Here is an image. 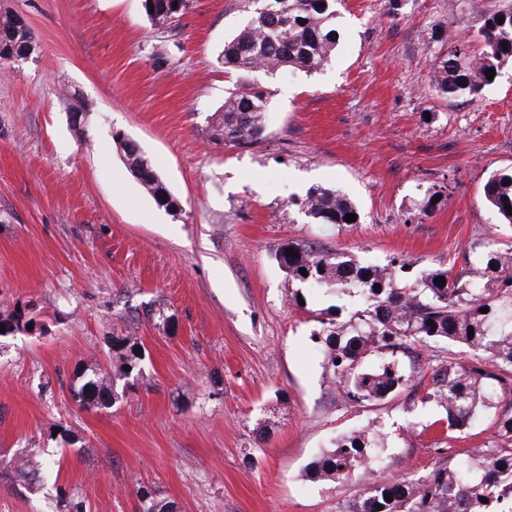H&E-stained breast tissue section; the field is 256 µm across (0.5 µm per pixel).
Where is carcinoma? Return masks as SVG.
<instances>
[{
    "instance_id": "cac0c4a2",
    "label": "carcinoma",
    "mask_w": 512,
    "mask_h": 512,
    "mask_svg": "<svg viewBox=\"0 0 512 512\" xmlns=\"http://www.w3.org/2000/svg\"><path fill=\"white\" fill-rule=\"evenodd\" d=\"M341 0H241L247 13L245 25L224 42V66L235 70L274 72L292 67L308 73L321 70L336 52V28ZM151 25L171 28L186 13L189 0H144ZM504 19L499 23L498 19ZM14 16H0V46L20 54L31 30L16 26ZM483 51L470 55L456 45L437 58L433 83L442 96L479 94L490 83L485 71L512 61V4L483 16L480 27ZM267 97L264 91H226L217 122V137L224 144H249L264 131ZM127 169L167 211L178 203L159 177L151 160L129 139L119 140ZM509 184H503V181ZM484 197L503 224H512L507 205H512V167L493 172L484 185ZM298 206L314 224L347 225L345 216L358 210L343 192L326 187L310 189ZM292 249L295 256L285 255ZM288 277L310 288L334 294L358 290L365 306L341 319L339 308L318 317L315 335L327 350L325 370L344 396L356 403L383 402L411 382L398 358L414 345H448V359L430 368L425 399L442 407L448 433L463 432L481 412L494 410V437L479 453L438 459L424 476L410 482L374 477L344 512H477L489 502L512 494V244L483 255V269L472 274H493L477 288L450 264L429 269L417 280L406 277L409 264L392 259L371 266L349 252L314 251L290 244L275 251ZM306 269L303 276L299 269ZM446 283L438 285L435 278ZM381 285V291L374 290ZM488 312H481L482 308ZM5 330L0 338L20 333L35 334V317L18 307L0 314ZM473 335H468V328ZM119 365L112 373L98 363L84 365L73 376L71 395L82 408L102 410L118 398L117 381H133L143 375L144 357L131 336L111 337ZM374 356L377 362L366 364ZM340 363H335V360ZM130 370H124V366ZM509 404L499 406L502 398ZM371 447L364 431L342 436L334 448L322 452L311 465L315 479L334 483L365 478L371 463ZM16 474L38 490L56 484L60 462L36 446L25 448L12 459ZM390 499H385V496ZM140 512H178L177 503L148 485L136 490Z\"/></svg>"
}]
</instances>
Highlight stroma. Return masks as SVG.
<instances>
[{"instance_id":"35a3bbf8","label":"stroma","mask_w":512,"mask_h":512,"mask_svg":"<svg viewBox=\"0 0 512 512\" xmlns=\"http://www.w3.org/2000/svg\"><path fill=\"white\" fill-rule=\"evenodd\" d=\"M506 0H343L341 39L323 70L225 69L238 0H189L157 31L143 0H0L36 48L0 72V310L35 305L41 335L0 340V512H56L29 491L6 451L40 443L60 484L89 512H139L138 485L180 512H344L361 482L324 484L307 468L364 429L388 478L416 479L438 451L493 434L485 415L447 439L446 414L407 389L356 404L326 375L315 313L335 297L291 282L274 258L300 242L363 262L409 261L411 276L512 241L487 204L489 175L512 166V62L476 97L445 98L440 45L478 54L486 12ZM268 97L257 143L212 134L224 95ZM91 102L76 138L66 103ZM122 134L177 199L159 207L127 170ZM314 186L340 190L360 221L313 224L298 206ZM445 196L433 212L435 188ZM163 307L162 323L149 311ZM137 337L144 374L111 408L69 389L78 365L111 367L109 340ZM75 446H63L61 432Z\"/></svg>"}]
</instances>
